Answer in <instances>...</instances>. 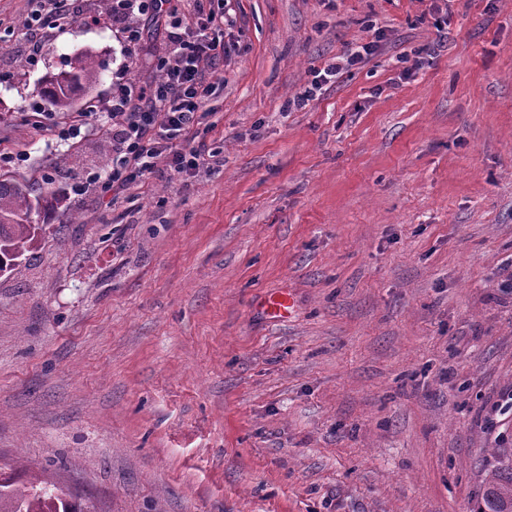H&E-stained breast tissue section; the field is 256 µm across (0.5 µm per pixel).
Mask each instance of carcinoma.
Listing matches in <instances>:
<instances>
[{"label":"carcinoma","mask_w":512,"mask_h":512,"mask_svg":"<svg viewBox=\"0 0 512 512\" xmlns=\"http://www.w3.org/2000/svg\"><path fill=\"white\" fill-rule=\"evenodd\" d=\"M100 63L91 52L77 55L69 69L44 79L42 96L68 111L77 93L99 77ZM52 207L51 192H36L33 185L0 175V273H12L19 259L38 243L39 225L30 221L33 210ZM36 464L19 461L11 474L0 478L7 493L0 494V512H96L91 499L72 501L38 479ZM481 495L475 512H512V448H487L482 459Z\"/></svg>","instance_id":"obj_1"}]
</instances>
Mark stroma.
<instances>
[{
	"label": "stroma",
	"mask_w": 512,
	"mask_h": 512,
	"mask_svg": "<svg viewBox=\"0 0 512 512\" xmlns=\"http://www.w3.org/2000/svg\"><path fill=\"white\" fill-rule=\"evenodd\" d=\"M36 7L0 0V174L60 201L0 275V459L99 512H472L512 442V0H204L205 164L108 193L78 114L157 81L165 27L133 47L76 0L34 40ZM87 50L59 111L42 81ZM100 63L91 52L77 55L69 64V70L50 74L44 79L42 96L48 98L56 107L69 111L78 92H84L99 77Z\"/></svg>",
	"instance_id": "35a3bbf8"
}]
</instances>
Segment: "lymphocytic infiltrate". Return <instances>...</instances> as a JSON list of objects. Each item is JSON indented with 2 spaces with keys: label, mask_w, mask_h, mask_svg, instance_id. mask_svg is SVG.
Returning a JSON list of instances; mask_svg holds the SVG:
<instances>
[{
  "label": "lymphocytic infiltrate",
  "mask_w": 512,
  "mask_h": 512,
  "mask_svg": "<svg viewBox=\"0 0 512 512\" xmlns=\"http://www.w3.org/2000/svg\"><path fill=\"white\" fill-rule=\"evenodd\" d=\"M177 11L175 0H113L112 18L135 12L154 21L167 17L171 24L166 52L158 63L161 80L145 88L121 79L112 84L106 110L112 138L120 148L111 173L101 183L103 191L143 180L161 162L183 173L199 168L203 159L190 135L203 102L215 91L204 70L224 57V17L211 13L204 19L181 18Z\"/></svg>",
  "instance_id": "lymphocytic-infiltrate-1"
}]
</instances>
